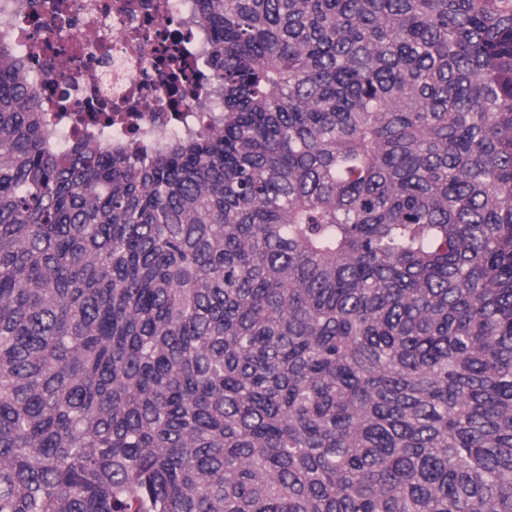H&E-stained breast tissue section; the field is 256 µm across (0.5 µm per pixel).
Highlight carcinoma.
Listing matches in <instances>:
<instances>
[{"instance_id": "cac0c4a2", "label": "carcinoma", "mask_w": 512, "mask_h": 512, "mask_svg": "<svg viewBox=\"0 0 512 512\" xmlns=\"http://www.w3.org/2000/svg\"><path fill=\"white\" fill-rule=\"evenodd\" d=\"M194 10L147 158L0 42V512H512V0Z\"/></svg>"}]
</instances>
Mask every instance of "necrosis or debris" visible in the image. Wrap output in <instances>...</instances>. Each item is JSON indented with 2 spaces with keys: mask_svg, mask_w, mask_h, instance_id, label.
<instances>
[{
  "mask_svg": "<svg viewBox=\"0 0 512 512\" xmlns=\"http://www.w3.org/2000/svg\"><path fill=\"white\" fill-rule=\"evenodd\" d=\"M0 0V40L51 117L57 144L109 141L133 151L215 126L220 102L201 65L209 52L192 0ZM193 62L189 107L171 105L164 46Z\"/></svg>",
  "mask_w": 512,
  "mask_h": 512,
  "instance_id": "1",
  "label": "necrosis or debris"
}]
</instances>
